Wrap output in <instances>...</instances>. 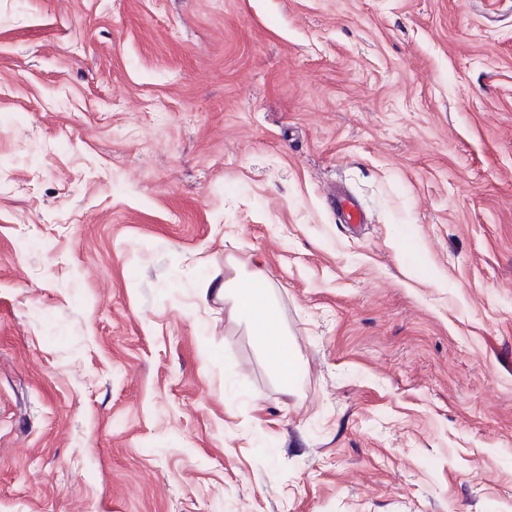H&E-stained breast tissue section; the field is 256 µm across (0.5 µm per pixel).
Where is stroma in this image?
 Returning <instances> with one entry per match:
<instances>
[{"mask_svg": "<svg viewBox=\"0 0 512 512\" xmlns=\"http://www.w3.org/2000/svg\"><path fill=\"white\" fill-rule=\"evenodd\" d=\"M0 512H512V0H0ZM332 207H336L343 217L346 224H362L365 222V213L356 199L344 191L340 186L331 188L326 193ZM232 275L224 277L212 291L224 298L237 319L249 325L263 357L269 363L277 380L286 388L294 387L298 359L288 342V331L283 324L274 292L267 288L254 292L253 279L261 274L260 262L241 263L234 257L226 259ZM251 265V269L248 266Z\"/></svg>", "mask_w": 512, "mask_h": 512, "instance_id": "35a3bbf8", "label": "stroma"}]
</instances>
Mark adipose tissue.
I'll return each instance as SVG.
<instances>
[{
  "label": "adipose tissue",
  "instance_id": "adipose-tissue-1",
  "mask_svg": "<svg viewBox=\"0 0 512 512\" xmlns=\"http://www.w3.org/2000/svg\"><path fill=\"white\" fill-rule=\"evenodd\" d=\"M230 276L215 288L237 319L249 325L263 357L277 380L293 388L298 359L288 342V331L282 321L280 308L272 289L253 291L251 283L260 273L259 263L244 264L227 257Z\"/></svg>",
  "mask_w": 512,
  "mask_h": 512
}]
</instances>
